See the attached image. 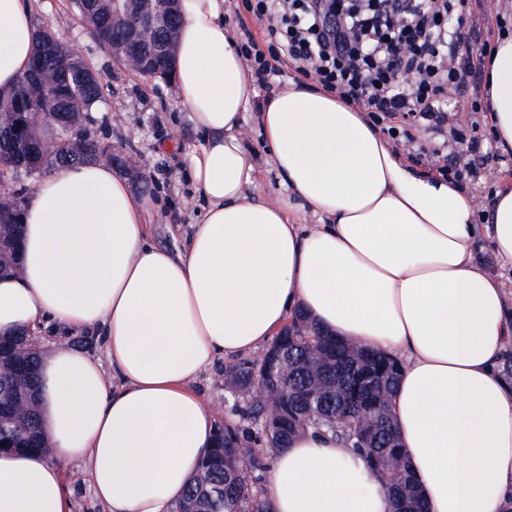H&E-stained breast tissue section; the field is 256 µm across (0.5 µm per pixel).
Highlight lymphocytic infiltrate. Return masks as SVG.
<instances>
[{
	"label": "lymphocytic infiltrate",
	"mask_w": 512,
	"mask_h": 512,
	"mask_svg": "<svg viewBox=\"0 0 512 512\" xmlns=\"http://www.w3.org/2000/svg\"><path fill=\"white\" fill-rule=\"evenodd\" d=\"M230 2L263 28L262 39L249 36L238 45L259 85L277 63H287L295 75L365 108L395 145H411L422 131L438 135L439 143L411 154V161L429 174L461 180L447 141L467 134L447 125L448 94L479 86L491 45L478 22L466 30L453 23L457 0Z\"/></svg>",
	"instance_id": "obj_1"
}]
</instances>
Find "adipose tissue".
<instances>
[{"label":"adipose tissue","mask_w":512,"mask_h":512,"mask_svg":"<svg viewBox=\"0 0 512 512\" xmlns=\"http://www.w3.org/2000/svg\"><path fill=\"white\" fill-rule=\"evenodd\" d=\"M174 82L202 142L206 201L185 252L148 239L151 205L94 161L45 174L19 234L20 271L0 278V335L49 323L101 332L107 358L54 346L39 366L47 453H0V512H71L63 469L83 464L101 512H170L213 445L193 384L266 344L296 310L345 342L400 361L391 414L427 512H505L512 503V181L489 204L422 176L335 94L288 82L258 117L287 187L267 202L240 129L252 81L224 26V0H179ZM29 0H0V90L27 71ZM495 148L512 156V35L484 68ZM319 221L299 223L297 204ZM496 271L473 248L479 209ZM273 512H393L367 462L300 433L273 455Z\"/></svg>","instance_id":"ef3b65f1"}]
</instances>
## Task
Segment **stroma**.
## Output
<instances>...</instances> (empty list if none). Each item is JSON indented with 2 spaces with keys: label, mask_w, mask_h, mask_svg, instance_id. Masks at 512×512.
<instances>
[{
  "label": "stroma",
  "mask_w": 512,
  "mask_h": 512,
  "mask_svg": "<svg viewBox=\"0 0 512 512\" xmlns=\"http://www.w3.org/2000/svg\"><path fill=\"white\" fill-rule=\"evenodd\" d=\"M35 24H50L64 40L77 46L99 70L105 84L102 104L94 111L91 135L125 144L137 158L147 179L137 194L151 198L149 237L172 253L182 252L203 201L190 174V150L200 142L175 85L149 80L124 69L103 52L82 26L71 0H32ZM268 88H256L245 114L244 134L255 167L252 191L264 199L284 195L285 188L266 149L257 117V105ZM472 96L448 102L450 122L473 124L484 155L475 159L472 173L489 179L512 178V157H500L494 147L488 115L473 112Z\"/></svg>",
  "instance_id": "1"
}]
</instances>
